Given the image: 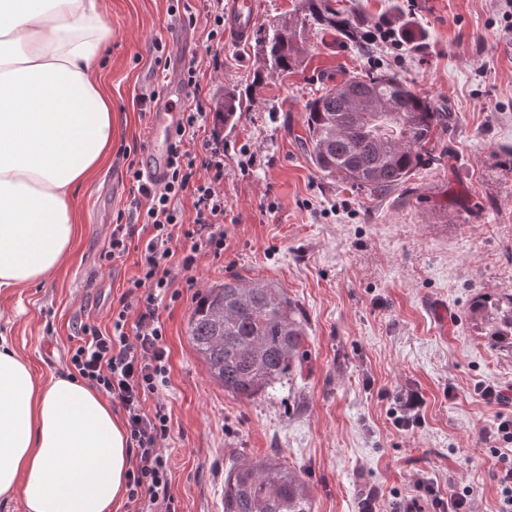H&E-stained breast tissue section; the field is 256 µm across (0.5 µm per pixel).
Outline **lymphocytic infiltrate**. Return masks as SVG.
I'll return each mask as SVG.
<instances>
[{
    "mask_svg": "<svg viewBox=\"0 0 512 512\" xmlns=\"http://www.w3.org/2000/svg\"><path fill=\"white\" fill-rule=\"evenodd\" d=\"M210 122L209 113H188L175 129L176 148L162 185L146 181L136 162L127 169L137 186L134 209L126 223L114 224L108 258L124 257L140 228L150 235L139 252L138 273L112 310V327L104 331L80 326L79 344L70 356L76 373L108 396L124 414L129 446L135 458L126 487L129 505L150 503L160 512H177L171 493L169 458L159 446L170 432L163 403L146 409L148 397H157L169 378V354L158 300L171 288L176 274L195 286L192 272L199 255L224 252V145L204 140L198 154L184 150ZM193 199L195 215L185 218L174 200L183 194ZM504 445L495 454L501 465L494 478L499 490L498 512H512V418L500 417L494 426Z\"/></svg>",
    "mask_w": 512,
    "mask_h": 512,
    "instance_id": "lymphocytic-infiltrate-1",
    "label": "lymphocytic infiltrate"
}]
</instances>
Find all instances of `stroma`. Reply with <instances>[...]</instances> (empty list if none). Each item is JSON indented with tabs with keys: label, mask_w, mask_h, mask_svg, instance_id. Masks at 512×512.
Wrapping results in <instances>:
<instances>
[{
	"label": "stroma",
	"mask_w": 512,
	"mask_h": 512,
	"mask_svg": "<svg viewBox=\"0 0 512 512\" xmlns=\"http://www.w3.org/2000/svg\"><path fill=\"white\" fill-rule=\"evenodd\" d=\"M112 37L101 72L110 93L106 164L72 198L78 233L51 277L15 291L11 343L39 379L66 376L80 325L107 326L138 271L137 252L105 258L136 187L148 109L169 78L196 68L184 111L215 112L229 91L248 107L224 143V253L204 255L196 291L159 303L169 350L160 399L172 426L163 448L177 512H223L224 475L278 455L314 492L315 512H381L470 488L474 512H497L489 435L499 412L486 386L512 388V350L491 347L470 319L479 295L512 294V0H333L362 31L392 28L396 51L306 32L291 73L266 72L257 39L208 40L207 0H104ZM382 71L448 105L433 160L385 195L324 176L303 144L305 105L343 76ZM240 276L282 288L305 313L311 359L302 377L240 400L213 382L187 323L197 290ZM419 421L394 423L410 393Z\"/></svg>",
	"instance_id": "obj_1"
}]
</instances>
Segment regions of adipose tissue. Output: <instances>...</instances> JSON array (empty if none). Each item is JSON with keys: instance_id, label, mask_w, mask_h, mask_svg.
Returning <instances> with one entry per match:
<instances>
[{"instance_id": "1", "label": "adipose tissue", "mask_w": 512, "mask_h": 512, "mask_svg": "<svg viewBox=\"0 0 512 512\" xmlns=\"http://www.w3.org/2000/svg\"><path fill=\"white\" fill-rule=\"evenodd\" d=\"M110 35L102 0H0V503L23 512H112L130 450L97 390L38 379L5 303L66 260L74 188L112 142L96 71Z\"/></svg>"}]
</instances>
